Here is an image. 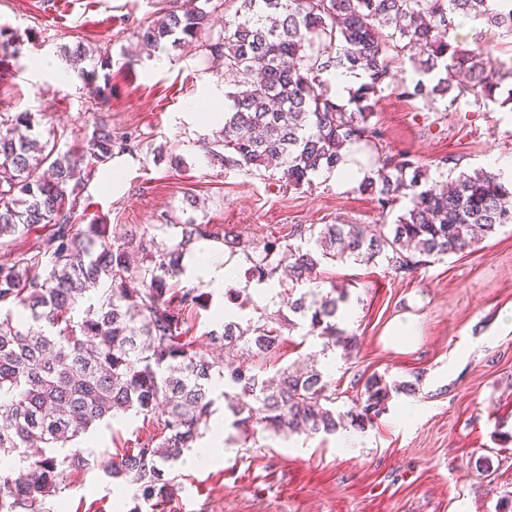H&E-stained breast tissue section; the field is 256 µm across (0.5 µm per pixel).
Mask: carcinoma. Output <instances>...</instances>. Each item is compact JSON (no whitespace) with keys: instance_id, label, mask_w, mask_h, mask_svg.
Here are the masks:
<instances>
[{"instance_id":"cac0c4a2","label":"carcinoma","mask_w":512,"mask_h":512,"mask_svg":"<svg viewBox=\"0 0 512 512\" xmlns=\"http://www.w3.org/2000/svg\"><path fill=\"white\" fill-rule=\"evenodd\" d=\"M210 0H184L135 32L153 49L198 39ZM468 20L512 37V0H241L224 33L202 45L235 76L226 94L228 116L207 158L249 172L282 169L288 185L311 183L333 171L350 144L368 156L358 190L381 209L400 199L408 207L385 224L298 226L289 237L258 243L224 239L242 253L248 281L268 283L288 268L295 288L284 306L309 322L326 350L349 354L357 337L337 323L349 302L346 288L323 292L296 286L311 280L322 261L387 262L396 275L414 273L428 258L463 252L498 227L512 224V184L501 172L464 171L448 188L427 186V170L385 153L370 117L390 87L389 51L409 53L414 77L398 87L411 99L448 100L453 109L512 105V48L494 54L483 42L462 46L454 32ZM21 34L0 27V54L23 57ZM360 75L348 99L331 94L330 79ZM135 136H117L105 120L67 149L40 140L30 112H0V239L49 228L31 254L0 259V454L26 462L22 473L0 466V512H46V500L68 486L73 472L91 468L82 452H62L98 423L134 413L155 431L115 454L105 470L135 488L146 504L170 500L167 468L209 427L216 381L245 437L258 430L289 436L332 434L386 410L391 391L412 392L371 375L346 412L317 369L295 362L268 380L250 367L217 366L191 340L193 313L206 306L200 284L170 287L186 272L191 246L213 237L207 224H173L180 240L168 243L144 230L114 238L108 224L76 221L79 179H91L114 152H133ZM298 238L305 245L290 243ZM297 327L282 311L243 327L226 320L207 333L210 345L245 349L266 360L282 344L280 326Z\"/></svg>"}]
</instances>
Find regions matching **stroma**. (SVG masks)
Returning <instances> with one entry per match:
<instances>
[{
	"label": "stroma",
	"instance_id": "obj_1",
	"mask_svg": "<svg viewBox=\"0 0 512 512\" xmlns=\"http://www.w3.org/2000/svg\"><path fill=\"white\" fill-rule=\"evenodd\" d=\"M182 2L0 0V26L36 34L26 59L0 64V112L32 113L42 139L64 147L96 116L137 137L136 151L111 161L123 170L119 182L108 184L103 169L81 187L78 223L106 224L120 236L193 219L243 241L279 237L297 224L394 223L401 206L382 210L372 195L337 183L332 173L315 174L296 189L278 169L245 172L205 159L201 143L218 127L195 115L223 111L233 81L210 68L197 43L155 53L133 35ZM67 48L87 55L66 61ZM103 52L111 59L112 95L95 115L84 73ZM39 54L55 58L70 85L39 70ZM391 74L392 86L372 117L386 154L419 161L433 182L492 160L512 166V109H452L441 99L401 97L398 85L413 76L402 56ZM317 280L326 290L335 283L348 288L339 325L358 337L357 349L323 350L302 324L283 330L266 375L313 359L340 411L355 400L356 380L373 374L390 384L415 382V394L392 393L386 411L348 449L335 433L234 435L205 467L181 461L170 470L176 494L159 512H496L501 497L512 493V224L405 277L379 258L323 263ZM291 286L279 282L277 301L261 310L251 292L231 300L214 291L192 316L198 346L224 311L240 322L258 319L280 309ZM399 322L412 324V336H393ZM141 426V417L127 414L92 429L93 468L73 473L69 486L48 498V512H115L119 499L133 512L139 505L133 487L112 482L104 471ZM482 455L492 462L490 472L477 464Z\"/></svg>",
	"mask_w": 512,
	"mask_h": 512
}]
</instances>
